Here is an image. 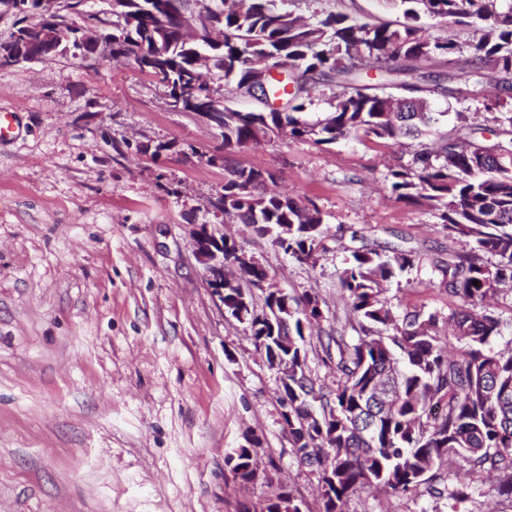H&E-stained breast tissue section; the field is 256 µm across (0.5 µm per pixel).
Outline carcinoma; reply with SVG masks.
Segmentation results:
<instances>
[{"instance_id":"carcinoma-1","label":"carcinoma","mask_w":512,"mask_h":512,"mask_svg":"<svg viewBox=\"0 0 512 512\" xmlns=\"http://www.w3.org/2000/svg\"><path fill=\"white\" fill-rule=\"evenodd\" d=\"M204 2L124 0L121 11L110 15L94 9L92 0H67V10L50 17L33 2L0 35V49L18 34L67 21L90 24L110 55L134 58L165 97L187 93L199 108L217 93L209 83L190 85L200 54L210 55L214 74L238 90L251 82L257 61L286 57L285 80L270 81L268 92L255 96L262 108L243 112L217 102L226 148L257 146L280 135L317 144L369 138L399 147L437 121L429 111H391L401 99L470 100L482 104L477 112L498 113L495 141L477 136L465 107L437 146L421 145L407 163L397 157L386 176L396 199L427 205L448 237L467 243L434 263L448 295L461 302L448 316V329L462 343L457 354L440 345L435 314L397 315L385 298L394 269L413 266L410 250L386 254L364 242L351 250L340 284L353 319L317 337L314 346L311 324L326 319L318 296L263 287L267 269L226 240L224 263L238 276L224 278V311L244 326L255 346L288 358L281 417L299 463L318 475L324 512H346L356 493L404 496L423 485L446 498L448 512H478L472 505L479 491L459 478L461 470L496 474V495L512 500V347L495 348L501 322L486 308L512 286V0H379L401 11L404 21L396 25L332 13L303 22L284 7L285 0H239V7L224 12L217 38L188 42L171 15L183 14L204 27L211 20ZM427 20L477 23L481 34L462 46L429 31ZM465 53L455 73L432 79L420 72L423 61ZM365 58L377 63L373 80L357 65ZM485 68L497 75L490 102L483 95ZM319 85L331 91L328 115L308 121L302 113L313 105ZM278 100L283 107H276ZM265 180L260 169H228L214 208L224 221L270 237L294 260L310 261L325 236L321 212L262 190ZM350 329L356 335H348ZM310 345L324 363L335 364V387L316 383L308 373ZM445 460L455 469L440 489L433 469ZM225 461L241 481L254 479L251 449L236 448ZM303 507L282 483L262 512Z\"/></svg>"}]
</instances>
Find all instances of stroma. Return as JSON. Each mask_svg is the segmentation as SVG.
<instances>
[{
    "label": "stroma",
    "mask_w": 512,
    "mask_h": 512,
    "mask_svg": "<svg viewBox=\"0 0 512 512\" xmlns=\"http://www.w3.org/2000/svg\"><path fill=\"white\" fill-rule=\"evenodd\" d=\"M304 18L401 21L378 0H290ZM0 512H240L280 483L323 512L280 415V377L213 296L192 231L223 226L288 293L347 319L339 276L353 235L415 249L392 278L395 311L456 309L433 266L459 250L433 212L396 200L391 149L283 136L225 149L220 130L175 112L133 59L66 57L0 67ZM271 174L268 191L314 202L327 227L300 263L212 202L225 166ZM252 449L256 480L225 458ZM446 503L362 493L347 512H445Z\"/></svg>",
    "instance_id": "35a3bbf8"
}]
</instances>
